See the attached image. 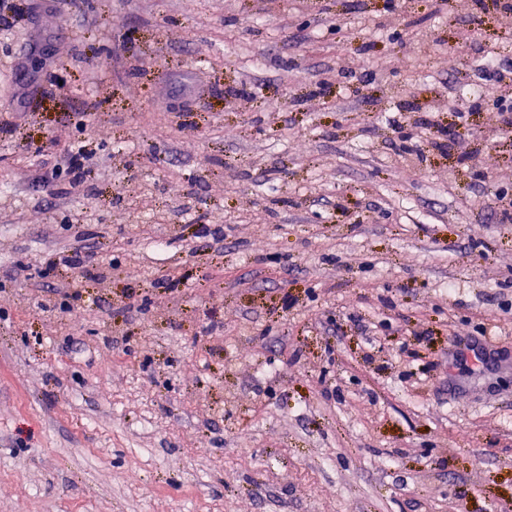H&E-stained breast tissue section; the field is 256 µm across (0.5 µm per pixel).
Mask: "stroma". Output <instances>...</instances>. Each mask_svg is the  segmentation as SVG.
<instances>
[{"instance_id":"stroma-1","label":"stroma","mask_w":512,"mask_h":512,"mask_svg":"<svg viewBox=\"0 0 512 512\" xmlns=\"http://www.w3.org/2000/svg\"><path fill=\"white\" fill-rule=\"evenodd\" d=\"M504 4L0 0V512H512ZM85 146H80L77 149L72 148L67 154L56 160L51 168V176L58 178L62 176H73V178H80L83 174L94 173L93 170L87 169L85 171L86 159ZM92 264V256L90 254H83L79 249L73 251H61L55 254L48 265L46 271H53L59 267L70 269H85L87 272L88 267ZM93 266V265H91Z\"/></svg>"}]
</instances>
